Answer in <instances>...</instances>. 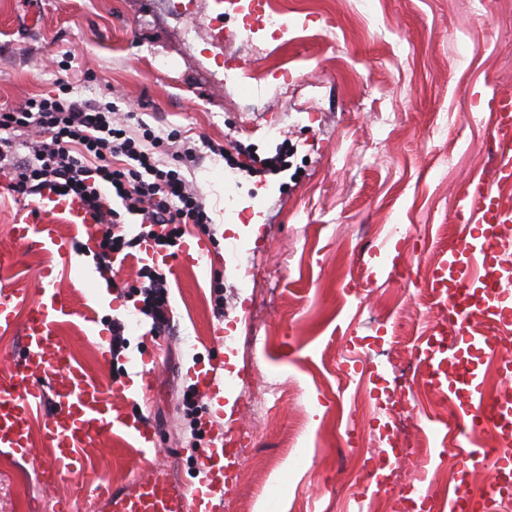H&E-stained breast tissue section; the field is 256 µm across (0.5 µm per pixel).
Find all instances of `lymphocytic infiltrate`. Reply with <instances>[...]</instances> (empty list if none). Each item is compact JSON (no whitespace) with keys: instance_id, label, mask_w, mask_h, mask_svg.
<instances>
[{"instance_id":"obj_1","label":"lymphocytic infiltrate","mask_w":512,"mask_h":512,"mask_svg":"<svg viewBox=\"0 0 512 512\" xmlns=\"http://www.w3.org/2000/svg\"><path fill=\"white\" fill-rule=\"evenodd\" d=\"M27 132L31 160H16L17 132ZM197 150L180 131L160 137L146 124L130 128L114 102L87 100L69 92L29 98L0 112V169L11 170L19 196L40 192L46 185L77 198L99 214L106 226L96 259L108 266L113 256L139 246L143 238L164 247L178 239L181 225L211 223L206 205L181 173L194 162ZM121 209L111 207L110 198ZM141 216L139 236L129 238L123 214ZM143 296L139 313L153 328L168 324L167 278L156 266L140 269Z\"/></svg>"}]
</instances>
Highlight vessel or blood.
<instances>
[{
  "instance_id": "obj_1",
  "label": "vessel or blood",
  "mask_w": 512,
  "mask_h": 512,
  "mask_svg": "<svg viewBox=\"0 0 512 512\" xmlns=\"http://www.w3.org/2000/svg\"><path fill=\"white\" fill-rule=\"evenodd\" d=\"M494 123L490 138L494 161L490 174L473 177L460 197L457 218L464 232L442 252L429 288L448 308V329L467 349L495 351L490 332L474 327L476 318L488 315L496 329L512 330V95H493ZM35 219L18 220L17 244L37 242L60 258H68L69 242L57 232L71 225L77 237L93 241L101 231L100 217L70 196L44 187L34 203ZM53 267L40 272L35 285L38 299L28 292L0 283V333L21 329L25 353L10 376L0 379V452L28 456L35 410L52 399L56 411L44 423V438L51 453L39 470L41 487L78 474L84 448L102 436L120 431L136 443L142 457L156 451L154 433L131 419L60 346L57 327L78 313L60 292L51 289ZM25 310L16 324L17 310ZM471 395L468 420L461 435L479 430L499 434V422L512 419V404L497 406V419L485 421V398L480 377L468 371L459 382ZM240 440L236 433L220 435L199 471V484L191 488L163 469L116 485L101 477L90 501L95 512H222L241 467ZM445 512H493L494 495L473 501L467 485H459L444 503Z\"/></svg>"
}]
</instances>
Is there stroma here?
Segmentation results:
<instances>
[{
	"mask_svg": "<svg viewBox=\"0 0 512 512\" xmlns=\"http://www.w3.org/2000/svg\"><path fill=\"white\" fill-rule=\"evenodd\" d=\"M210 4L190 0L175 16L157 0H0V107L60 80L84 99L117 93L120 111L195 140L200 155L186 177L212 218L181 227L203 241L201 263L163 251L171 322L154 333L136 309L138 255L110 274L86 251L64 264L17 246L11 226L32 201L0 199V251L17 253L10 284L29 287L50 264L54 288L91 305L94 331L61 323L62 343L160 446L148 465L105 437L86 449L81 473L42 490L45 404L32 454L0 456V512H52L65 498L78 507L99 477L124 481L154 466L194 483L213 436L229 428L252 436L232 512H404L382 501L361 510L346 480L362 455L384 457L394 432L416 448L394 464L397 492L417 476L443 499L462 468L459 448L443 440L445 406L410 350L431 334L426 276L460 233L458 198L491 166L488 101L512 95V0H286L283 40L271 38L258 6L253 40L228 14L221 43ZM188 21L199 29L190 46ZM279 150L287 171L242 172ZM110 276L114 285L97 287ZM116 319L126 346L105 361L98 344ZM218 326L231 347L212 341ZM354 336L372 337L379 370L339 371ZM144 357L154 366L142 367ZM202 367L217 369L223 393L198 386ZM132 384L142 393L125 399ZM295 444L306 449L297 465Z\"/></svg>",
	"mask_w": 512,
	"mask_h": 512,
	"instance_id": "stroma-1",
	"label": "stroma"
}]
</instances>
